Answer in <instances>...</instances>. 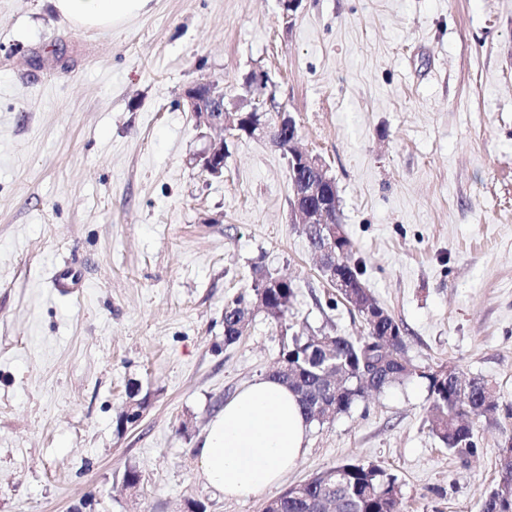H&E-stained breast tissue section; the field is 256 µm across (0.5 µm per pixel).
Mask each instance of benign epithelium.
<instances>
[{
  "instance_id": "7a95c632",
  "label": "benign epithelium",
  "mask_w": 512,
  "mask_h": 512,
  "mask_svg": "<svg viewBox=\"0 0 512 512\" xmlns=\"http://www.w3.org/2000/svg\"><path fill=\"white\" fill-rule=\"evenodd\" d=\"M185 99L196 126L200 129L220 128L232 131L244 125L247 116L257 111L251 107L247 112L226 108L224 91L216 83L203 81L185 91ZM246 126V125H244ZM248 133L268 137L273 143L288 140V166L294 204L291 208V223L307 230L317 231L320 247L316 253L318 267L327 280L336 288L346 287L339 274V255L343 250L339 238L342 231L333 221V214L339 209V197L335 182L328 177L322 159L298 148V128L291 116L279 112L273 119H267L254 126H246ZM203 171L220 176L224 173V140H211L199 155Z\"/></svg>"
}]
</instances>
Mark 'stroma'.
<instances>
[{
  "mask_svg": "<svg viewBox=\"0 0 512 512\" xmlns=\"http://www.w3.org/2000/svg\"><path fill=\"white\" fill-rule=\"evenodd\" d=\"M255 70L324 160L417 375L311 423L280 486L242 502L198 476L210 420L287 332L364 329L291 222L287 153L228 134L223 175L196 160L184 91L216 81L231 108ZM256 265L295 282L292 310L225 344ZM64 272L79 293L51 287ZM450 365L498 403L466 461L428 428L427 376ZM511 437L512 0H154L112 31L0 0V512H262L347 461L396 474L404 512H479Z\"/></svg>",
  "mask_w": 512,
  "mask_h": 512,
  "instance_id": "stroma-1",
  "label": "stroma"
}]
</instances>
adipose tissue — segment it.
Returning a JSON list of instances; mask_svg holds the SVG:
<instances>
[{"label": "adipose tissue", "instance_id": "ef3b65f1", "mask_svg": "<svg viewBox=\"0 0 512 512\" xmlns=\"http://www.w3.org/2000/svg\"><path fill=\"white\" fill-rule=\"evenodd\" d=\"M79 29H111L147 13L151 0H52ZM308 422L287 385L264 378L236 392L196 450L198 473L225 497L247 500L279 484L303 452Z\"/></svg>", "mask_w": 512, "mask_h": 512}]
</instances>
